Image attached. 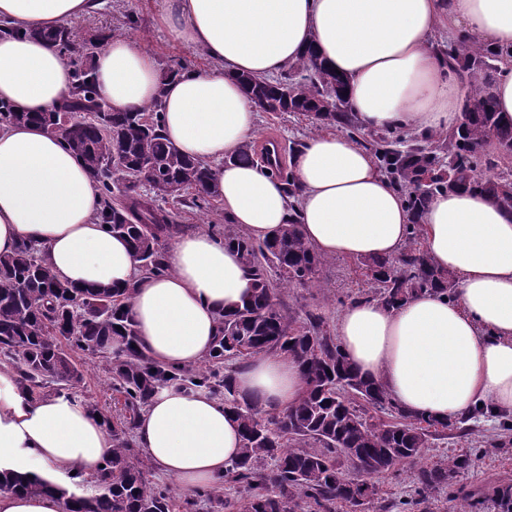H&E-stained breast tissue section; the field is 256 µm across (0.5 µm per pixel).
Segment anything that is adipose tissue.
I'll return each mask as SVG.
<instances>
[{
    "label": "adipose tissue",
    "instance_id": "1",
    "mask_svg": "<svg viewBox=\"0 0 512 512\" xmlns=\"http://www.w3.org/2000/svg\"><path fill=\"white\" fill-rule=\"evenodd\" d=\"M156 22L200 49L212 68L162 78L153 56L128 39L105 40L92 78L115 112L160 103L164 135L209 163L224 215L254 238L293 222L324 256L391 257L413 217L371 154L339 133L307 138L292 159L301 194L259 164L230 156L255 136L258 104L238 75L267 77L307 47L346 82L347 107L363 129L419 133L459 120L462 87L433 49L438 24L489 48L512 49V0H166ZM94 0H0V102L50 112L73 86L71 67L46 31L83 18ZM90 172L36 123L0 129V255L24 242L41 248L76 288L135 286L138 342L162 366L205 359L220 313L235 309L250 277L234 247L207 232L178 237L172 267L140 276L123 238L101 221ZM423 242L456 277L455 299L424 292L397 308L358 300L340 315L337 340L351 365L409 415L454 424L478 404L512 417V210L491 197L450 191L428 204ZM238 392L266 406L298 395L292 357L262 354L237 373ZM136 441L154 466L191 493L218 483L241 451L240 427L202 392L159 391L136 420ZM112 450L105 426L77 398L31 400L15 369L0 367V472L31 473L70 486L72 468L93 470Z\"/></svg>",
    "mask_w": 512,
    "mask_h": 512
}]
</instances>
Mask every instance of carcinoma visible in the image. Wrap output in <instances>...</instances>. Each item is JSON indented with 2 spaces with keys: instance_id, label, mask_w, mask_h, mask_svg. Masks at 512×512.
<instances>
[{
  "instance_id": "carcinoma-1",
  "label": "carcinoma",
  "mask_w": 512,
  "mask_h": 512,
  "mask_svg": "<svg viewBox=\"0 0 512 512\" xmlns=\"http://www.w3.org/2000/svg\"><path fill=\"white\" fill-rule=\"evenodd\" d=\"M73 64L71 93L53 112H14L0 103V125L36 122L58 135L84 164L102 190L103 223L130 244L139 268L165 275L170 267L165 244L184 226L173 222L160 203L208 204V165L182 154L162 133L159 104L139 112H113L103 105L90 75L98 40L79 42L61 26L46 34ZM449 72L465 84L461 119L445 133L393 135L363 133L348 112L345 81L312 52L279 76H237L245 92L265 112H296L313 123L334 127L370 152L379 170L405 195L414 217L405 249L395 257L368 258L374 288L363 296L394 307L422 291L453 297L456 280L439 269L421 245L420 217L430 200L450 190L485 193L512 208V179L481 176L494 168L484 151L488 139L512 151V122L497 112L490 94L493 72L502 55L473 47L462 37L436 46ZM240 253L251 277L250 292L234 311L222 315L219 336L202 370L164 368L139 347L129 313L135 286L79 289L60 281L34 246L23 243L0 256V353L18 370L19 383L34 401L50 384L73 386L83 371L67 356L65 345L103 359L123 418L111 420L86 403L112 434V452L90 474L77 473L69 489L38 476L5 473L0 488L27 495L57 493L65 512H192V498L180 499L149 479L150 462L130 446L127 435L151 398L163 388L200 391L224 402L241 426V453L228 463L224 480L244 492L241 512H383V479L398 466L423 459L431 438L448 430L471 435V418L447 425L405 414L377 383L350 365L329 323L310 312L302 320L281 303L282 285L317 281L325 257L303 238L299 225L285 224L257 240L243 230L210 226ZM262 353H284L298 364L303 387L297 399L277 413H265L240 396L235 375ZM353 453L367 468L359 475L341 458ZM470 465L460 454L420 468L410 512H429L434 494L448 490V501L462 500L469 512H483L486 500L512 512V483L483 496L462 494L458 476ZM93 491L87 493L83 486ZM213 512L234 507L218 491H201Z\"/></svg>"
}]
</instances>
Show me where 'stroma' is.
Segmentation results:
<instances>
[{"mask_svg":"<svg viewBox=\"0 0 512 512\" xmlns=\"http://www.w3.org/2000/svg\"><path fill=\"white\" fill-rule=\"evenodd\" d=\"M162 6V0H99L89 16L72 21L70 27L80 39L110 34L135 42L154 57L164 76L174 71L210 69L211 61L199 49L173 41L167 30L157 25L155 16ZM315 132V126L301 114L262 111L257 117L255 139L260 144L277 141L285 150ZM318 279V286L295 285L283 294V305L294 316L304 317L311 310L326 317L329 323H336L344 307L372 287L363 274L361 260L347 257L329 258ZM76 360L84 377L82 383L71 389V396L94 400L106 414L119 413L120 406L113 398L101 360L81 353ZM476 428L472 435L448 433L434 440L427 452L428 461L470 452L471 466L458 478L459 486L466 491L480 492L494 483L512 482V445L497 451L477 449L481 437L494 438L500 434L499 418L481 417Z\"/></svg>","mask_w":512,"mask_h":512,"instance_id":"35a3bbf8","label":"stroma"}]
</instances>
